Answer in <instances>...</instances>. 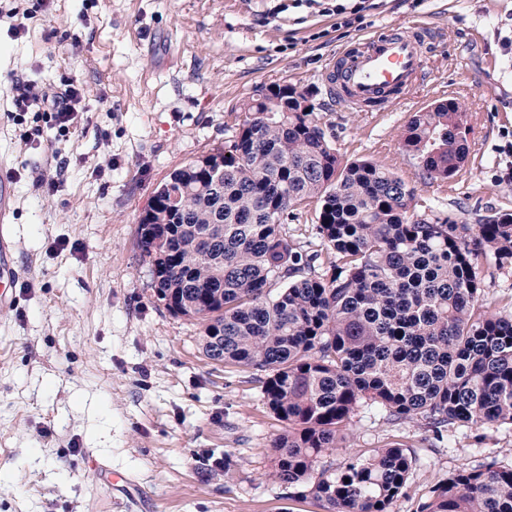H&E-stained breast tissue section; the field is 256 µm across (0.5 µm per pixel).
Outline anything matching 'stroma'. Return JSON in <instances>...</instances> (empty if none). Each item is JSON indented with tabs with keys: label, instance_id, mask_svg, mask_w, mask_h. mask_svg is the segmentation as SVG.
<instances>
[{
	"label": "stroma",
	"instance_id": "1",
	"mask_svg": "<svg viewBox=\"0 0 512 512\" xmlns=\"http://www.w3.org/2000/svg\"><path fill=\"white\" fill-rule=\"evenodd\" d=\"M292 0H47L13 35L0 0V156L19 173L12 217L19 275L0 309V512H323L275 482L285 425L250 370L211 360L197 321L171 314L139 249L140 216L170 173L222 146L228 114L262 86L312 92L345 159L384 165L417 199L473 218L512 213V0H367L340 28ZM439 28L455 46L396 112H354L329 93L337 52L385 26ZM72 79L85 112L67 138L19 143L16 82ZM454 97L470 151L445 182L403 151L414 113ZM66 171H59L61 160ZM62 177L50 195L47 179ZM401 445L416 469L390 512H416L460 466L512 465V427L459 429L450 443L418 422L359 413L336 461ZM129 478L112 486L102 471Z\"/></svg>",
	"mask_w": 512,
	"mask_h": 512
}]
</instances>
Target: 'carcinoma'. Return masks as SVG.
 I'll use <instances>...</instances> for the list:
<instances>
[{
    "mask_svg": "<svg viewBox=\"0 0 512 512\" xmlns=\"http://www.w3.org/2000/svg\"><path fill=\"white\" fill-rule=\"evenodd\" d=\"M306 108L280 87L231 111L232 134L205 154L222 166L175 169L140 217L139 245L157 299L202 324L206 356L263 373L285 423L271 477L326 512H389L416 465L406 449L324 462L360 411L417 420L438 441L512 426V309L486 299L480 275L484 257L512 265V213L471 224L414 202L390 169L344 159ZM470 131L464 105L441 99L412 117L402 149L444 182ZM312 203L309 252L284 225ZM418 512H512V466H461Z\"/></svg>",
    "mask_w": 512,
    "mask_h": 512,
    "instance_id": "obj_1",
    "label": "carcinoma"
}]
</instances>
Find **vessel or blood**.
I'll return each instance as SVG.
<instances>
[{"label":"vessel or blood","instance_id":"1","mask_svg":"<svg viewBox=\"0 0 512 512\" xmlns=\"http://www.w3.org/2000/svg\"><path fill=\"white\" fill-rule=\"evenodd\" d=\"M438 35L427 24L414 23L411 30L387 26L359 45L339 52L334 64V89L339 100L352 107H383L392 111L406 101L426 76V59L436 48ZM15 187L0 167V308L10 306L9 290L14 275L9 266L13 248L10 217Z\"/></svg>","mask_w":512,"mask_h":512}]
</instances>
